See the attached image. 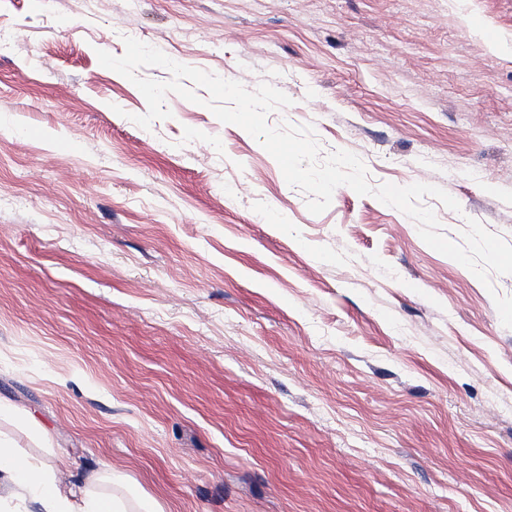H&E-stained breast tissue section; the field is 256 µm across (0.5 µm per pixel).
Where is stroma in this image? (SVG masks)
Returning <instances> with one entry per match:
<instances>
[{
	"label": "stroma",
	"mask_w": 512,
	"mask_h": 512,
	"mask_svg": "<svg viewBox=\"0 0 512 512\" xmlns=\"http://www.w3.org/2000/svg\"><path fill=\"white\" fill-rule=\"evenodd\" d=\"M0 440L161 512H512V329L374 196L311 214L125 37L292 100L372 187L512 245V0H0Z\"/></svg>",
	"instance_id": "1"
}]
</instances>
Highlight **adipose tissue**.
<instances>
[{"label": "adipose tissue", "instance_id": "ef3b65f1", "mask_svg": "<svg viewBox=\"0 0 512 512\" xmlns=\"http://www.w3.org/2000/svg\"><path fill=\"white\" fill-rule=\"evenodd\" d=\"M127 512L123 501L92 483L61 484L57 468L10 445L0 446V512Z\"/></svg>", "mask_w": 512, "mask_h": 512}]
</instances>
